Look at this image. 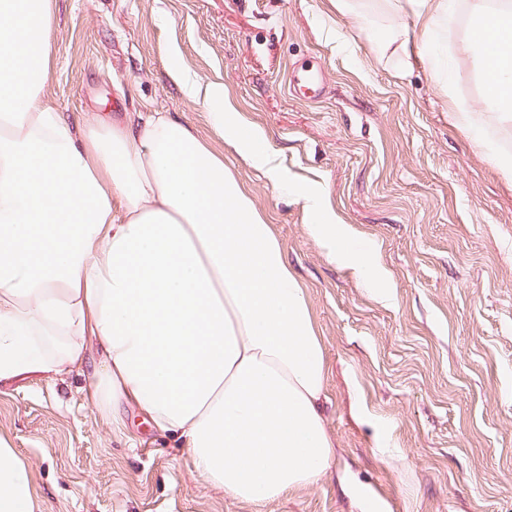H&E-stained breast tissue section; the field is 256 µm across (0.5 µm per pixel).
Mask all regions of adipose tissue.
<instances>
[{
    "instance_id": "obj_1",
    "label": "adipose tissue",
    "mask_w": 512,
    "mask_h": 512,
    "mask_svg": "<svg viewBox=\"0 0 512 512\" xmlns=\"http://www.w3.org/2000/svg\"><path fill=\"white\" fill-rule=\"evenodd\" d=\"M421 44L455 0H395ZM488 46L484 90L512 114V5L471 0ZM55 0H0V380L82 368L113 429L135 404L187 448L225 498L263 505L316 484L334 443L326 430L324 350L306 290L224 158L163 112L72 123L45 95ZM215 132L275 187L288 172L267 136L245 128L220 85L172 63ZM311 235L360 274L344 225L305 197ZM0 512H44L26 462L0 439Z\"/></svg>"
}]
</instances>
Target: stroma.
Returning a JSON list of instances; mask_svg holds the SVG:
<instances>
[{
	"mask_svg": "<svg viewBox=\"0 0 512 512\" xmlns=\"http://www.w3.org/2000/svg\"><path fill=\"white\" fill-rule=\"evenodd\" d=\"M46 96L78 123L167 112L208 138L251 191L306 290L327 366L330 469L255 507L225 498L187 449L131 405L107 425L72 372L0 381V438L29 467L45 512H512V121L487 100L465 50L469 0L425 57L382 54L407 25L387 0H56ZM223 84L298 185L318 188L354 246L373 245L372 290L312 237L296 194L269 185L214 137L211 117L168 77L171 59ZM314 63L328 92L291 85ZM485 116L481 135L453 106Z\"/></svg>",
	"mask_w": 512,
	"mask_h": 512,
	"instance_id": "stroma-1",
	"label": "stroma"
}]
</instances>
